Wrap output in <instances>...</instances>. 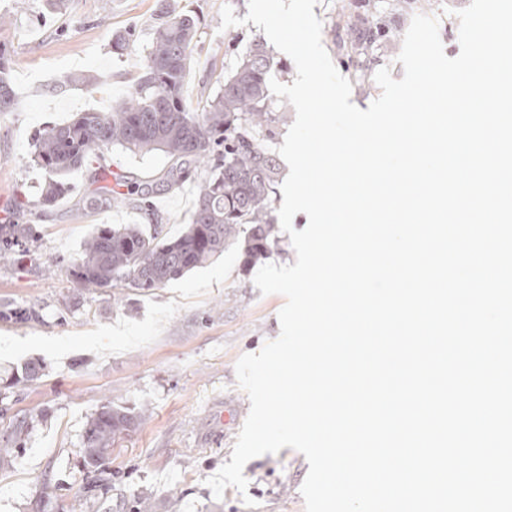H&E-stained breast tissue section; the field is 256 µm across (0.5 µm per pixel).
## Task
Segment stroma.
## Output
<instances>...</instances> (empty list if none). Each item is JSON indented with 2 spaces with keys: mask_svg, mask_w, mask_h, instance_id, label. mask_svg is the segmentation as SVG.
<instances>
[{
  "mask_svg": "<svg viewBox=\"0 0 512 512\" xmlns=\"http://www.w3.org/2000/svg\"><path fill=\"white\" fill-rule=\"evenodd\" d=\"M161 0H68L54 10L48 0H6L0 43L11 54L12 111L0 113V224L38 229L32 259L0 263V305L35 306L39 319L0 320V440L26 420L12 463L0 468V512H305L301 487L309 465L285 447L251 459L246 491L226 488L215 497L206 481L230 462L250 401L235 366L280 334L278 313L286 299L256 288L255 269L243 268L236 251L147 293L127 288L79 289L54 258L78 256L99 224H139L162 236L179 235L188 222L195 186L165 189L160 179L171 160L156 152L133 154L115 147L108 166L148 189L147 199L95 211L78 202L92 191L87 169L72 170L70 193L47 210L37 201L45 181L30 161L35 134L78 112L111 111L130 93L153 42ZM471 0H319L322 43L343 76L357 63L348 54V28L377 17L387 30L368 48L370 72L389 68L401 79L397 56L414 14L439 20L447 57L460 52L457 10ZM200 20L187 100L212 93V65L233 68L249 44L264 40L254 24L221 29L220 12L236 17L248 0H174ZM137 42L122 53L112 42L128 30ZM93 75L90 83L79 75ZM66 83L65 91L52 85ZM31 360L45 367L37 382L14 386L10 376ZM130 412L148 409L113 449L108 492L87 498L91 476L80 448L89 416L104 404ZM254 507H247L246 499Z\"/></svg>",
  "mask_w": 512,
  "mask_h": 512,
  "instance_id": "stroma-1",
  "label": "stroma"
}]
</instances>
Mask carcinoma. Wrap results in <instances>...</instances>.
I'll list each match as a JSON object with an SVG mask.
<instances>
[{
  "instance_id": "1",
  "label": "carcinoma",
  "mask_w": 512,
  "mask_h": 512,
  "mask_svg": "<svg viewBox=\"0 0 512 512\" xmlns=\"http://www.w3.org/2000/svg\"><path fill=\"white\" fill-rule=\"evenodd\" d=\"M198 18L169 4L157 15L152 46L144 57L130 95L110 112H80L69 123L43 129L31 162L46 176L39 207L54 206L70 191L65 176L79 167L91 171L97 187L83 206L110 207L145 190L124 178L102 183L105 170L93 166L104 151L118 146L135 154L156 151L171 158L163 175L169 188L197 180L189 223L173 239L160 231L146 233L136 224H100L85 241L79 257L65 265L82 289L112 288L120 283L149 292L177 280L236 246L242 265L251 267L280 250L272 217L279 170L266 149L264 130L285 119L270 107L269 73L280 65L261 41L245 50L231 71L212 68L216 94L187 104L186 79L197 43ZM15 94L9 60L0 48V112L13 109ZM37 240L33 224H0V260L21 263ZM39 318L33 308L6 306L0 319ZM38 361L26 363L15 383L42 377ZM122 407L101 406L87 420L80 454L93 478L87 492L107 489L104 464L117 438L145 419Z\"/></svg>"
}]
</instances>
